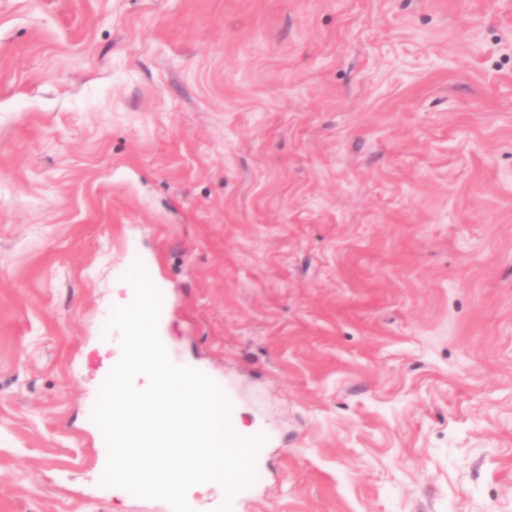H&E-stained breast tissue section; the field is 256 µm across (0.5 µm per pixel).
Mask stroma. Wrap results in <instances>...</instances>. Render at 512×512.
<instances>
[{"label": "stroma", "instance_id": "35a3bbf8", "mask_svg": "<svg viewBox=\"0 0 512 512\" xmlns=\"http://www.w3.org/2000/svg\"><path fill=\"white\" fill-rule=\"evenodd\" d=\"M133 248L237 512H512V0H0V512H172L88 419Z\"/></svg>", "mask_w": 512, "mask_h": 512}]
</instances>
